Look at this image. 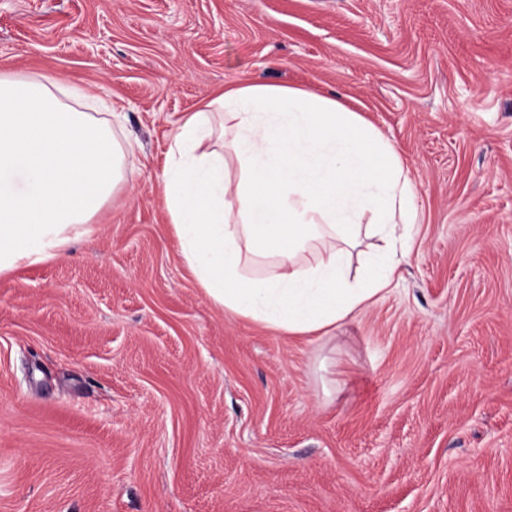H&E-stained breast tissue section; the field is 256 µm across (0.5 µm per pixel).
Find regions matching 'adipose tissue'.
Masks as SVG:
<instances>
[{"mask_svg":"<svg viewBox=\"0 0 512 512\" xmlns=\"http://www.w3.org/2000/svg\"><path fill=\"white\" fill-rule=\"evenodd\" d=\"M133 160L79 91L0 71V271L58 256ZM164 191L182 256L212 301L292 335H328L391 293L418 220L394 144L301 87L243 83L207 99L175 129ZM375 237L380 247L354 265ZM308 249L315 264L298 267ZM252 254L278 257L280 274L247 277Z\"/></svg>","mask_w":512,"mask_h":512,"instance_id":"adipose-tissue-1","label":"adipose tissue"}]
</instances>
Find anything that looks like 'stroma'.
<instances>
[{"mask_svg": "<svg viewBox=\"0 0 512 512\" xmlns=\"http://www.w3.org/2000/svg\"><path fill=\"white\" fill-rule=\"evenodd\" d=\"M0 66L140 144L63 256L0 272V512H512V0H0ZM396 144L421 222L324 337L215 305L161 184L216 90Z\"/></svg>", "mask_w": 512, "mask_h": 512, "instance_id": "1", "label": "stroma"}]
</instances>
